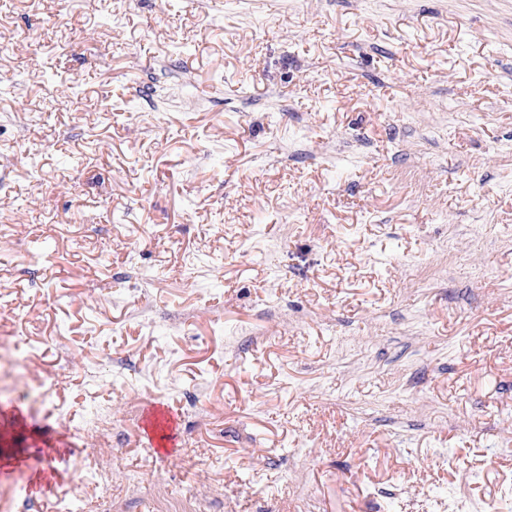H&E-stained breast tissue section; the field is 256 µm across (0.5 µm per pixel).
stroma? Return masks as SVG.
<instances>
[{
    "instance_id": "1",
    "label": "stroma",
    "mask_w": 512,
    "mask_h": 512,
    "mask_svg": "<svg viewBox=\"0 0 512 512\" xmlns=\"http://www.w3.org/2000/svg\"><path fill=\"white\" fill-rule=\"evenodd\" d=\"M3 342L0 512H512V0H0ZM142 428L145 430L149 442L154 451L158 454L164 453L162 446L173 447L176 442V427L173 416L170 412L161 406H156L152 413L147 414L143 418ZM165 428L167 433L158 440L156 438V430Z\"/></svg>"
}]
</instances>
